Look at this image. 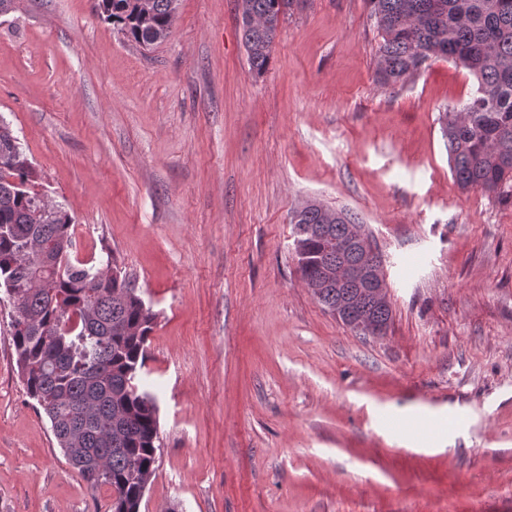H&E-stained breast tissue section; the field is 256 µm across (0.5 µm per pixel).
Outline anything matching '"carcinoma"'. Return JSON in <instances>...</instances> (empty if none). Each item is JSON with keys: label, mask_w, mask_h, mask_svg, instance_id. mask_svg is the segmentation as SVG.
Masks as SVG:
<instances>
[{"label": "carcinoma", "mask_w": 512, "mask_h": 512, "mask_svg": "<svg viewBox=\"0 0 512 512\" xmlns=\"http://www.w3.org/2000/svg\"><path fill=\"white\" fill-rule=\"evenodd\" d=\"M177 0H98L104 19L130 41L152 46L169 36ZM380 36L377 76L403 83L437 57L452 60L479 92L439 121L450 170L463 190L512 191V0H369ZM297 0H238L252 74L265 73L277 30ZM31 162L9 126L0 133V291L19 303L11 319L16 363L29 396L50 421L70 466L92 488L112 490V512H139L154 471L155 397L138 372L155 313L126 273L72 262L75 224L59 204L41 217ZM295 248L304 281L342 254L351 218L310 201L295 211ZM356 298L361 314L388 328L391 308L359 288L324 282L322 304Z\"/></svg>", "instance_id": "1"}]
</instances>
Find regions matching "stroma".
<instances>
[{"label":"stroma","mask_w":512,"mask_h":512,"mask_svg":"<svg viewBox=\"0 0 512 512\" xmlns=\"http://www.w3.org/2000/svg\"><path fill=\"white\" fill-rule=\"evenodd\" d=\"M95 0L0 13V117L75 222L72 258L157 319L140 384L159 439L140 512H512V200L459 189L438 58L376 78L368 0H301L263 76L238 0H178L129 41ZM347 212L392 318L363 336L300 277L291 219ZM0 303V512H112L29 397Z\"/></svg>","instance_id":"1"}]
</instances>
